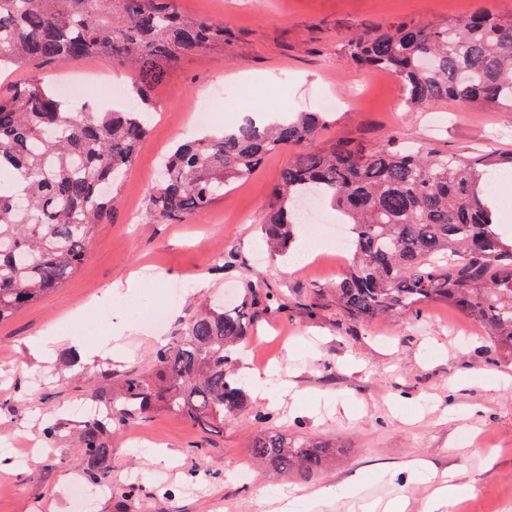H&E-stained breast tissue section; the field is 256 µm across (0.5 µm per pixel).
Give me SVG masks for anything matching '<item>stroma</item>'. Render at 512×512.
Segmentation results:
<instances>
[{
    "label": "stroma",
    "instance_id": "obj_1",
    "mask_svg": "<svg viewBox=\"0 0 512 512\" xmlns=\"http://www.w3.org/2000/svg\"><path fill=\"white\" fill-rule=\"evenodd\" d=\"M182 13L224 26V42L185 56L155 92L156 116L121 187L111 223L100 225L78 271L40 303L0 323V448L26 457L0 471V512H273L261 489L310 496L330 486L321 512H384L394 499L406 512H431L442 481L460 486L447 512H512V357L503 354L462 313L441 304L419 316L392 315L356 323L332 297L336 272L325 260L291 268L266 251L259 230L271 189L292 150L267 157L210 210L183 224L147 219L146 191L176 141L195 134L192 116L216 83L232 91L212 122L230 128L252 112L279 116L325 112L323 144L355 139L374 146L388 138L433 147L452 156L485 150L512 152V112L442 100L407 110L399 80L355 66L344 44L355 32L401 21L442 24L488 9L512 14V0H176ZM49 85L97 74L127 84L126 65L104 57L37 70ZM141 284L128 288L129 277ZM194 277L201 294L236 297L243 279L281 294L285 309L256 308L238 362L245 391L261 365L268 373L270 426L317 438L334 453L313 477L286 476L251 461L258 429L249 414L214 432L181 416L155 412L135 429L165 450L129 447L113 429L107 492L96 493L74 446L83 425L70 405H104L109 381L152 367L156 333L146 307L174 281ZM119 294L104 300L111 288ZM122 316L129 329L113 352L103 313ZM83 333L85 351L57 345L43 358L32 337ZM57 424L47 441L44 429ZM136 484L126 500L118 488Z\"/></svg>",
    "mask_w": 512,
    "mask_h": 512
}]
</instances>
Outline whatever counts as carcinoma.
<instances>
[{
    "label": "carcinoma",
    "instance_id": "1",
    "mask_svg": "<svg viewBox=\"0 0 512 512\" xmlns=\"http://www.w3.org/2000/svg\"><path fill=\"white\" fill-rule=\"evenodd\" d=\"M224 44V25L176 10L174 0H0V74L31 62L109 56L130 64V112L91 101L70 108L39 78L0 91V323L60 287L85 261L96 228L112 218L119 190L153 118V91L184 54ZM347 57L395 75L415 108L441 99L512 112V16L488 11L459 22H400L346 41ZM325 120L304 112L259 126L247 118L221 136L178 142L148 193L153 223L206 212L224 190L267 156L299 150L281 170L262 238L276 256L293 254L302 199L328 204L349 228V258L333 288L336 307L356 322L418 315L445 303L480 324L512 357V237L494 223L486 198L492 168L512 155L448 157L410 151L391 138L369 147L349 139L318 144ZM240 304L203 301L187 309L147 372L112 385L110 407L78 432L87 476L104 479L112 449L103 438L158 409L207 428L247 406L235 356L249 335L250 309L283 308L271 291L243 284ZM253 460L284 474L320 473L328 447L272 428L257 431Z\"/></svg>",
    "mask_w": 512,
    "mask_h": 512
}]
</instances>
